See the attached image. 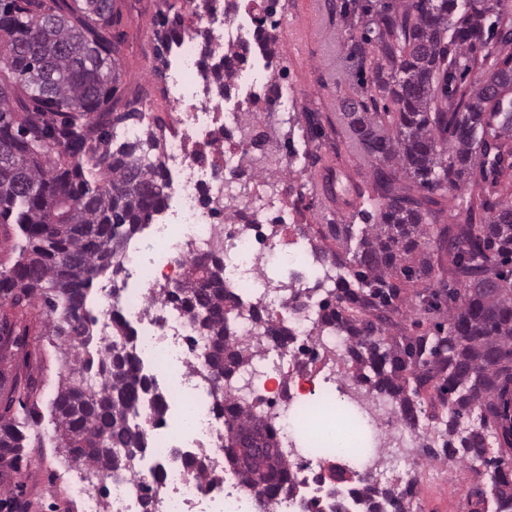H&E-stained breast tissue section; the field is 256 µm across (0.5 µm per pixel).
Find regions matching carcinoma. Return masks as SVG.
Here are the masks:
<instances>
[{
	"label": "carcinoma",
	"instance_id": "carcinoma-1",
	"mask_svg": "<svg viewBox=\"0 0 512 512\" xmlns=\"http://www.w3.org/2000/svg\"><path fill=\"white\" fill-rule=\"evenodd\" d=\"M504 0H409L386 3L363 29L376 41L373 86L387 104L374 111L348 99L350 135L387 170L373 191L353 186L375 205V223L361 229L349 286L334 289L318 335L345 337L353 375L394 404L405 420L425 404L432 386L452 403L441 422L442 451L475 459L490 484L478 490L482 512H512V16ZM113 0H0V224H15L17 260L0 272V472L24 456L27 435L14 406L24 407L29 378L13 370L14 317L30 316L55 337L67 374L57 386L52 415L58 447L87 479H119L133 472L144 436L133 424L145 381L138 375L132 335L118 324L111 338L96 336L91 292L100 276L120 292V256L129 237L165 204L160 147L151 130L113 146L112 97L119 78L117 47L103 30ZM481 55L472 56L474 49ZM477 69L473 89L457 72ZM491 175L494 201H467L464 224L437 233L436 256L415 258L435 223L434 195L459 190L475 172ZM410 181L400 186V179ZM420 190L415 194L414 190ZM401 275L409 288L438 277L448 293V330L433 336L386 335L397 308ZM454 282L462 289L448 287ZM163 301L184 306L210 343L207 367L223 366L211 383L224 414V451L243 483L276 497L291 480L288 460L264 417L239 405L226 388L250 351L235 346L231 325L241 302L224 288L219 262L191 260ZM479 411V424L460 419ZM411 488L360 481L367 512H403Z\"/></svg>",
	"mask_w": 512,
	"mask_h": 512
}]
</instances>
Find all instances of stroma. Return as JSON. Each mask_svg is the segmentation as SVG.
Listing matches in <instances>:
<instances>
[{
  "instance_id": "obj_1",
  "label": "stroma",
  "mask_w": 512,
  "mask_h": 512,
  "mask_svg": "<svg viewBox=\"0 0 512 512\" xmlns=\"http://www.w3.org/2000/svg\"><path fill=\"white\" fill-rule=\"evenodd\" d=\"M382 0H280L276 14L274 43L277 65L264 70L248 65L241 79L251 91L261 92L265 83H279L293 95L295 107L276 143L280 154L289 146L308 148L309 157L300 165L288 166L285 175L299 192L304 224L314 248L327 247L322 236L328 225L361 224L365 200L340 195L337 183L371 188L375 160L349 136L341 103L357 97L361 81L369 77L373 45L362 40L363 7L379 9ZM181 17L191 24L188 0H114L113 16L107 27L118 47V91L114 113H121L136 94L150 95L156 112L168 118L171 109L159 83L163 61L156 54L159 22ZM315 115L316 128H309L307 115ZM448 321L447 312L426 313L419 298L405 295L390 314V334H423ZM15 363L23 375L32 377L31 395L37 413L25 428L29 447L16 471L0 474V500L15 498L29 512H74L67 501V488L83 479L85 472L71 464L56 446L50 403L54 398L65 363L50 336H28L24 350L16 352ZM429 474L418 478L413 492L417 512H472L474 492L481 483L466 460L444 456L436 432H425L410 451Z\"/></svg>"
}]
</instances>
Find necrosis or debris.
<instances>
[{
    "label": "necrosis or debris",
    "instance_id": "1",
    "mask_svg": "<svg viewBox=\"0 0 512 512\" xmlns=\"http://www.w3.org/2000/svg\"><path fill=\"white\" fill-rule=\"evenodd\" d=\"M262 2L234 0L226 13L220 0H202L197 14L209 33L208 58H201L195 33H181L173 42L164 85L175 115L161 143L167 201L146 236L128 240L125 285L116 295L103 289L95 324L104 337L119 321L133 331L139 374L152 382L157 399L137 409L134 422L144 431L146 448L134 474L113 482L108 501L84 485L69 486L80 512H332L329 503L336 499L346 512H357L358 483L335 479V459L316 449L306 457L291 450L296 393L320 399L322 385L335 383L336 361L347 349L344 337L316 335L321 301L307 280L295 282L291 302L282 282L268 275L304 265L307 241L303 227L284 218L293 186L269 177L283 157L251 144L257 128L277 121L283 98L243 93L239 80L219 84L205 71L221 65L230 50L255 43L254 27L241 18L255 16ZM193 259L220 260L225 283L243 299L231 336L256 354L236 368L231 394L240 404L264 407L296 477L270 501L243 484L224 454V418L215 410L204 367L207 340L187 311L159 298L162 289L182 281ZM259 310L288 333V344L264 334L255 317ZM271 352L277 358L270 363ZM200 461L209 481L197 476ZM146 485L154 489L149 502Z\"/></svg>",
    "mask_w": 512,
    "mask_h": 512
}]
</instances>
